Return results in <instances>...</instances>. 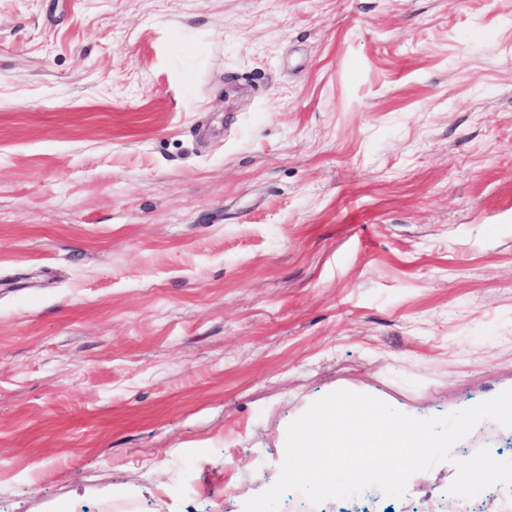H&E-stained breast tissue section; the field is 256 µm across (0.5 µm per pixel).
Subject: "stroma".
I'll return each mask as SVG.
<instances>
[{"mask_svg":"<svg viewBox=\"0 0 512 512\" xmlns=\"http://www.w3.org/2000/svg\"><path fill=\"white\" fill-rule=\"evenodd\" d=\"M509 388L512 0H0V512H243L331 392Z\"/></svg>","mask_w":512,"mask_h":512,"instance_id":"obj_1","label":"stroma"}]
</instances>
